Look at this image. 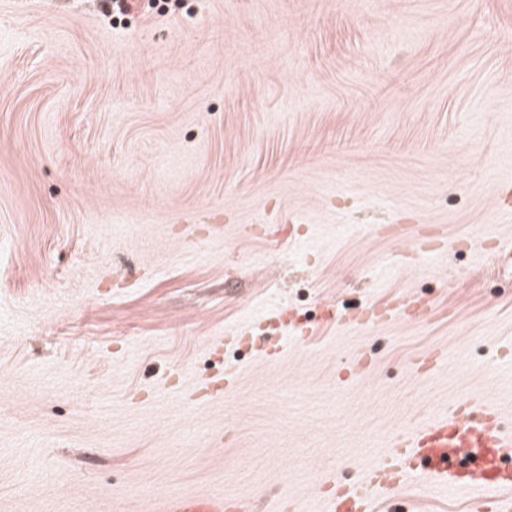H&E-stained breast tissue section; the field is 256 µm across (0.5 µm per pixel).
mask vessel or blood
<instances>
[{
  "mask_svg": "<svg viewBox=\"0 0 512 512\" xmlns=\"http://www.w3.org/2000/svg\"><path fill=\"white\" fill-rule=\"evenodd\" d=\"M388 446L382 462L367 473L370 483L387 478L396 488L421 468L448 489H478L473 512H512V467L504 465L512 432L503 431L495 407L455 404L434 421L392 433ZM326 503V512H369L363 500H352L343 490L327 497ZM149 512H249V508L244 501L219 495L167 492L152 500Z\"/></svg>",
  "mask_w": 512,
  "mask_h": 512,
  "instance_id": "1",
  "label": "vessel or blood"
}]
</instances>
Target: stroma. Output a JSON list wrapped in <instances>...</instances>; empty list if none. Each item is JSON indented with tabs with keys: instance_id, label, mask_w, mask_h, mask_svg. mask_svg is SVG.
Instances as JSON below:
<instances>
[{
	"instance_id": "obj_1",
	"label": "stroma",
	"mask_w": 512,
	"mask_h": 512,
	"mask_svg": "<svg viewBox=\"0 0 512 512\" xmlns=\"http://www.w3.org/2000/svg\"><path fill=\"white\" fill-rule=\"evenodd\" d=\"M505 185L512 0H0V512H320L451 402L511 430ZM150 512H248V504L241 500L225 499L212 494L181 495L167 492L156 496Z\"/></svg>"
}]
</instances>
